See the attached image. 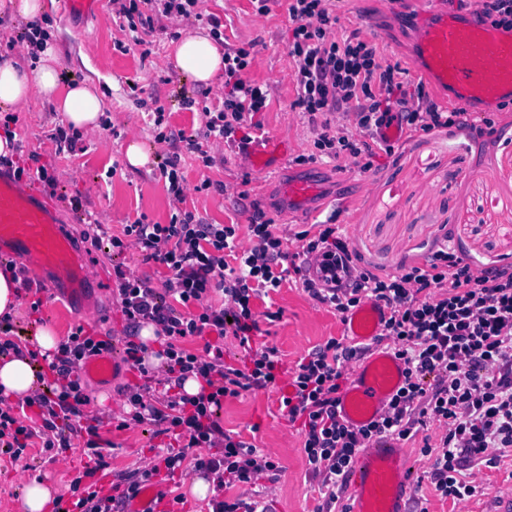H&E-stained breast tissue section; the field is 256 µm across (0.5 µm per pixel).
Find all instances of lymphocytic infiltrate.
<instances>
[{
  "mask_svg": "<svg viewBox=\"0 0 512 512\" xmlns=\"http://www.w3.org/2000/svg\"><path fill=\"white\" fill-rule=\"evenodd\" d=\"M284 2L295 23L288 43L296 91L291 107L319 121L315 146L322 156L368 171L377 153H395L388 139L374 136L384 126L397 124L410 138L471 126L465 109H443L423 84H410L407 69L382 63L376 46L358 33L336 38V0ZM249 65V49L225 51L224 107L209 116L201 138H187L189 148L199 149L203 138L241 149L248 144L246 131L268 100L261 85L245 79ZM340 115L354 116L361 137L341 132ZM68 203L84 213L85 236L92 243L109 242L116 255L138 245L143 263L168 272L158 289L150 277L119 265L113 269L129 330L155 327L163 373L155 378L146 366V343L127 341L124 361L141 381L123 388L129 409L117 426L149 423L166 441L157 446L149 468L119 476L111 493L103 494L96 476L107 469L109 453L99 445L97 425L82 411L87 397L80 367L112 342L76 326L52 356L48 393L15 404L0 398V448L11 460L23 458L36 440L43 453L58 456L69 450L72 437L84 440L87 462L70 482L66 505L56 512H120L145 485H162L187 469L253 487L280 466L254 443L224 430L218 415L225 399L262 389L278 391L280 410L289 422L299 423L309 473L330 506L339 501L359 450L375 441L406 440L431 424L441 428L438 442L424 443L422 451L434 459L435 492L456 502L483 492L464 475L465 461L494 464L497 449L512 447L511 267L474 270L444 243L423 262L382 275L360 266L336 224L291 236L257 208L247 226L253 244L242 250L238 225L204 223L184 206L170 223L139 218L115 235L86 211L81 197ZM292 239L302 244L301 261L287 269L283 263ZM291 272L312 299L340 316L367 300L383 308L378 340L403 359L406 371L403 386L378 420L352 427L337 409L349 364L364 357L367 345L332 337L289 371L278 348L256 345L260 327L252 301L276 291ZM215 293L222 295L221 305L212 304ZM210 333L217 343L207 342ZM190 337L205 338L202 351L185 348ZM226 338L244 350L241 363H225ZM192 377L201 384L195 395L184 389Z\"/></svg>",
  "mask_w": 512,
  "mask_h": 512,
  "instance_id": "f902f5d3",
  "label": "lymphocytic infiltrate"
}]
</instances>
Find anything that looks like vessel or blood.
<instances>
[{"label": "vessel or blood", "mask_w": 512, "mask_h": 512, "mask_svg": "<svg viewBox=\"0 0 512 512\" xmlns=\"http://www.w3.org/2000/svg\"><path fill=\"white\" fill-rule=\"evenodd\" d=\"M435 0H415L404 19L412 40L414 67L439 92L454 100L480 105L512 101V33L438 10ZM278 141L252 145L244 156L255 170H265ZM299 205L320 192L316 178L289 181L283 189ZM0 255L25 261L28 268L51 274V287L66 299H84L87 267L56 220V206L37 185L20 186L0 176ZM382 311L371 301L348 315L344 332L363 343L380 334ZM115 358L109 351L86 360L82 376L109 381ZM403 361L388 349L368 352L350 371L338 396L339 411L353 426L380 418L404 382ZM347 512H412L414 476L405 449L383 440L361 449L347 476Z\"/></svg>", "instance_id": "b4317fda"}]
</instances>
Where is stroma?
<instances>
[{"instance_id":"obj_1","label":"stroma","mask_w":512,"mask_h":512,"mask_svg":"<svg viewBox=\"0 0 512 512\" xmlns=\"http://www.w3.org/2000/svg\"><path fill=\"white\" fill-rule=\"evenodd\" d=\"M393 7L392 0H345L334 34L359 32L362 39L377 44L386 62L409 67L408 35L390 22ZM196 10L200 19L166 21L150 44L138 46L121 29L113 0H99L83 15L70 13L66 0H54L49 6L46 29L59 53V72L105 90L103 119L108 127L98 136L79 137L72 149L56 151L47 135L63 115L48 101L34 100L25 111L11 115L9 129L17 142L13 164L4 173L12 175L13 165L28 168L36 160L55 170L58 183L53 197L61 202L58 216L86 261L95 306L63 305L59 296L44 289L45 279L37 274L33 280L41 287L42 306L35 313L22 305L13 321L16 332L45 323L65 337L81 325L93 335L111 338L115 350H122L129 330L117 302L113 261L84 239V224L67 199L82 196L89 210L115 233L140 217L150 224L169 223L176 205L157 165L161 156L172 153L177 154L185 178L186 208L211 224H248L257 205L291 232L332 217L363 264L383 274L422 261L444 230L457 254L473 268L512 264V105L493 115L486 108L468 105L472 119L494 117L493 136L473 138L464 131L418 135L402 140L395 155H379L367 172L353 164L340 168L325 158L315 161L311 155L319 127L290 107L295 85L288 39L294 23L285 7L275 4L269 14L260 15L252 0H199ZM209 15L220 18L225 47L252 46L248 76L269 93V107L256 116L262 128L252 132V139L269 134L288 143L287 162L274 164L267 174L247 171L238 148L221 141L205 142L197 153L155 140V106H163L169 130L188 136L201 133L203 108L215 112L222 107L223 77L210 85L194 83L184 79L174 62V47L184 37L209 34L205 21ZM185 95L193 99V107L181 106ZM135 139L156 146L150 163L140 168L129 167L125 160L126 147ZM312 172L319 177L320 193L303 211H289L281 184ZM206 179L211 186L205 190L201 184ZM272 308L281 313L273 323L265 317ZM253 311L261 329L260 343L276 346L289 368L313 347L343 334L340 316L309 297L294 274L271 298L254 299ZM135 377L123 364L108 383L84 382L89 403L83 411L99 417L100 437L115 446L108 458L111 477L148 467L154 446L161 443L153 426L115 427V417L125 411L119 389ZM219 421L279 462L278 475L256 484L270 512H314L320 502L317 483L308 475L299 429L282 416L276 392L255 390L226 399ZM82 447V439H75L54 463L47 462L36 446L17 463L0 461V512H16L23 487L33 480L49 485L56 495H68L70 482L83 465ZM420 447L417 440L407 444L419 478L413 497L428 512H489L494 496L512 488L509 448L498 467L466 463L467 473L482 484V495L457 503L441 498L429 478L433 460L422 455Z\"/></svg>"}]
</instances>
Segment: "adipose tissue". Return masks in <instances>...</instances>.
Here are the masks:
<instances>
[{"label": "adipose tissue", "mask_w": 512, "mask_h": 512, "mask_svg": "<svg viewBox=\"0 0 512 512\" xmlns=\"http://www.w3.org/2000/svg\"><path fill=\"white\" fill-rule=\"evenodd\" d=\"M177 68L192 81L210 83L224 67V56L205 36L182 39L175 50ZM54 46L40 50L38 58L24 55L0 60V112L23 111L34 99L53 103L68 124L88 135L101 129L103 100L81 82L62 83ZM44 367L29 355L0 356V396L15 402L46 390Z\"/></svg>", "instance_id": "adipose-tissue-1"}]
</instances>
